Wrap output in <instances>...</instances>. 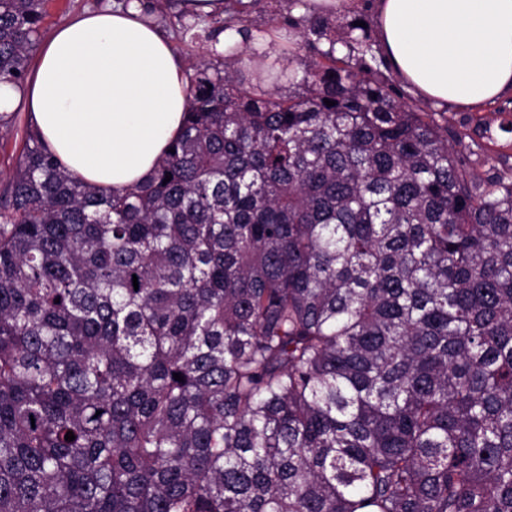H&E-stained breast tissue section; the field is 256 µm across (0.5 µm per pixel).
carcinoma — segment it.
<instances>
[{
    "instance_id": "1",
    "label": "carcinoma",
    "mask_w": 512,
    "mask_h": 512,
    "mask_svg": "<svg viewBox=\"0 0 512 512\" xmlns=\"http://www.w3.org/2000/svg\"><path fill=\"white\" fill-rule=\"evenodd\" d=\"M45 4L0 0V83ZM299 5V67L261 70L271 29L233 8L182 24L224 54L139 185L88 187L27 131L0 512H512V172L467 171L362 17Z\"/></svg>"
}]
</instances>
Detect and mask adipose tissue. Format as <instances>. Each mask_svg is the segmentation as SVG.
I'll return each mask as SVG.
<instances>
[{"label":"adipose tissue","mask_w":512,"mask_h":512,"mask_svg":"<svg viewBox=\"0 0 512 512\" xmlns=\"http://www.w3.org/2000/svg\"><path fill=\"white\" fill-rule=\"evenodd\" d=\"M382 57L417 96L478 107L512 96V0H374ZM149 0L57 28L23 87L0 83V113L29 112L46 149L99 189L144 182L180 133L184 65Z\"/></svg>","instance_id":"adipose-tissue-1"}]
</instances>
